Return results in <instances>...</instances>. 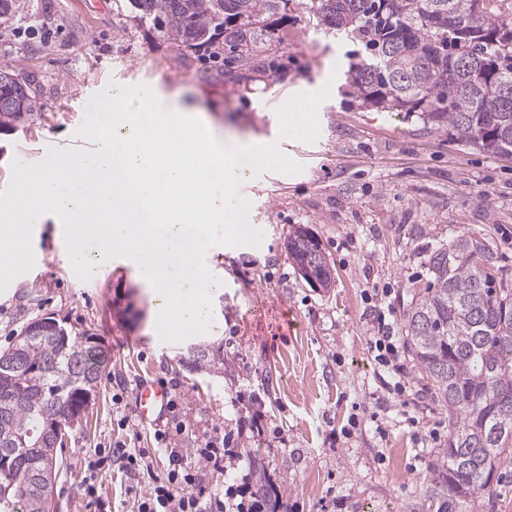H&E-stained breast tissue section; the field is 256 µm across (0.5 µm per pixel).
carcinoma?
Here are the masks:
<instances>
[{
    "label": "carcinoma",
    "instance_id": "cac0c4a2",
    "mask_svg": "<svg viewBox=\"0 0 512 512\" xmlns=\"http://www.w3.org/2000/svg\"><path fill=\"white\" fill-rule=\"evenodd\" d=\"M289 0H129L183 49H206L254 66L259 39L276 38ZM316 26L356 39L368 54L353 85L365 102L419 118L448 138L512 155V14L497 0H309ZM33 81L0 67V127L37 110ZM286 249L304 280L331 287L318 241L304 229ZM428 282L405 315L406 339L434 401L448 410V439L431 455L422 496L406 512H476L475 496L512 466V288L497 281L492 250L468 233L428 259ZM110 362L89 336L30 335L0 351V512H52L48 490L60 470L43 435L47 421L85 405ZM245 490L264 512L282 492L261 460Z\"/></svg>",
    "mask_w": 512,
    "mask_h": 512
}]
</instances>
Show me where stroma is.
Wrapping results in <instances>:
<instances>
[{
	"label": "stroma",
	"instance_id": "obj_1",
	"mask_svg": "<svg viewBox=\"0 0 512 512\" xmlns=\"http://www.w3.org/2000/svg\"><path fill=\"white\" fill-rule=\"evenodd\" d=\"M305 3L290 0L279 42L257 44L254 71L180 50L135 20L128 0H20L0 25V65L21 63L39 103L0 129V191L14 159L35 163L49 149L74 147L89 100L112 83L179 99L225 135L268 140L303 166L240 187L263 237L256 247L207 250L224 282L212 295L213 335L160 341L132 261L111 259L81 281L61 221L34 226L41 262L0 292V350L27 322L51 316L111 355L94 404L68 431L51 490L56 512H131L121 463L88 468L104 450L153 449V474L165 478L168 450L157 448L154 426L136 420L135 389L146 380L170 389L162 426L171 448L232 432L223 468L205 472L226 501L249 507L253 449L283 493L281 512H403L421 494L430 453L448 437V413L415 368L401 393L375 363L377 306L389 304L405 345V314L426 286L430 253L463 232L487 239L512 286V155L363 103L347 79L358 42L323 34ZM309 98L317 110L302 111ZM298 229L319 242L332 287L299 276L285 248ZM198 343L223 352V369L192 366Z\"/></svg>",
	"mask_w": 512,
	"mask_h": 512
}]
</instances>
